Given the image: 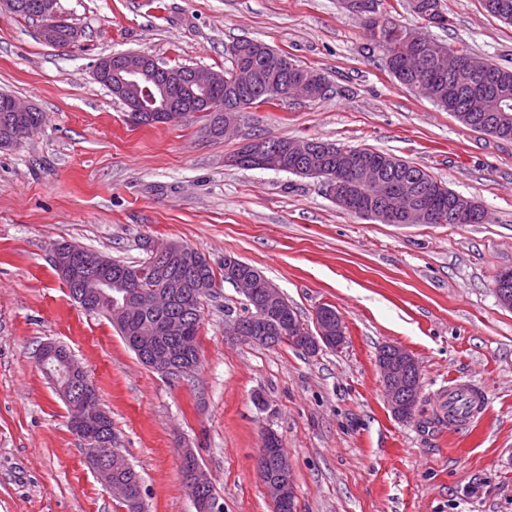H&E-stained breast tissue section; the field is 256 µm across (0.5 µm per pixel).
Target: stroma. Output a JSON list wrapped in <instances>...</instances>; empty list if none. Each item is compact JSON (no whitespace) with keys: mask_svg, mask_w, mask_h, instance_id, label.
Here are the masks:
<instances>
[{"mask_svg":"<svg viewBox=\"0 0 512 512\" xmlns=\"http://www.w3.org/2000/svg\"><path fill=\"white\" fill-rule=\"evenodd\" d=\"M449 29L512 65V26L482 0H444ZM79 40L51 47L0 6V92L46 119L0 149V512H126L86 459L37 352L63 346L85 368L117 445L142 478L144 512H196L182 484L194 449L224 512H273L255 459L278 434L297 512H512V309L493 279L512 269V140L464 128L398 83L336 0H58ZM262 40L325 74V98L243 112L236 133L189 116L137 126L95 81L99 58L144 52L223 69L234 39ZM257 138H316L394 155L480 202L484 224H382L352 215L319 179L232 162ZM130 263L160 242L222 267L233 256L279 287L306 324L342 315L346 342L315 354L227 333L246 300L219 282L205 300L200 362L174 378L144 366L102 316L71 299L54 242ZM407 348L421 370L416 416L385 404L376 355ZM482 386L480 423L439 421L449 379Z\"/></svg>","mask_w":512,"mask_h":512,"instance_id":"stroma-1","label":"stroma"}]
</instances>
